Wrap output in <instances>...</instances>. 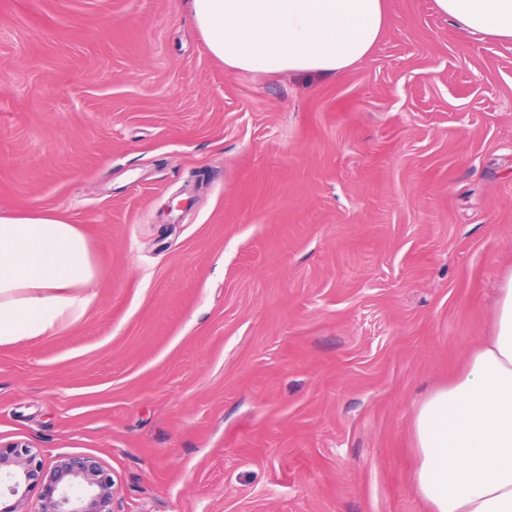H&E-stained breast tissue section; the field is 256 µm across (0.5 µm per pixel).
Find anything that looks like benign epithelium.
<instances>
[{
    "instance_id": "obj_1",
    "label": "benign epithelium",
    "mask_w": 512,
    "mask_h": 512,
    "mask_svg": "<svg viewBox=\"0 0 512 512\" xmlns=\"http://www.w3.org/2000/svg\"><path fill=\"white\" fill-rule=\"evenodd\" d=\"M36 487L41 494L29 503ZM115 483L94 457L76 455L46 462L21 442L0 445V512H116Z\"/></svg>"
}]
</instances>
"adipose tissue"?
<instances>
[{"instance_id": "1", "label": "adipose tissue", "mask_w": 512, "mask_h": 512, "mask_svg": "<svg viewBox=\"0 0 512 512\" xmlns=\"http://www.w3.org/2000/svg\"><path fill=\"white\" fill-rule=\"evenodd\" d=\"M470 34L512 41V0H435ZM209 52L233 72L332 76L363 60L386 0H190ZM100 270L78 225L56 209L0 210V345L84 318ZM412 484L430 512H512V274L492 333L413 422Z\"/></svg>"}]
</instances>
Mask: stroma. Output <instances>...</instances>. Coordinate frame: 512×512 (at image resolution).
I'll return each instance as SVG.
<instances>
[{
  "label": "stroma",
  "mask_w": 512,
  "mask_h": 512,
  "mask_svg": "<svg viewBox=\"0 0 512 512\" xmlns=\"http://www.w3.org/2000/svg\"><path fill=\"white\" fill-rule=\"evenodd\" d=\"M387 13L343 73L266 76L186 0H0V209L101 272L0 345V443L97 458L117 512H428L415 412L512 271V43Z\"/></svg>",
  "instance_id": "stroma-1"
}]
</instances>
